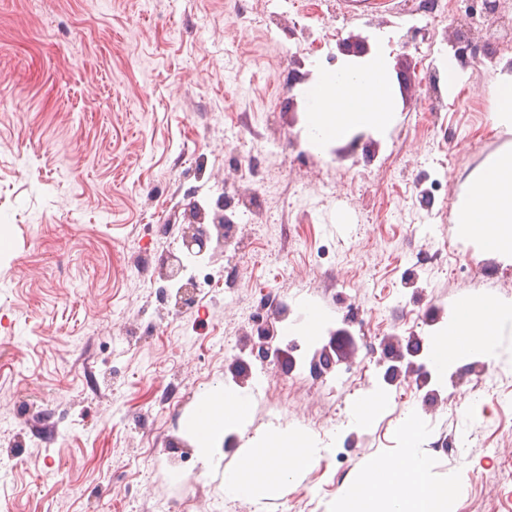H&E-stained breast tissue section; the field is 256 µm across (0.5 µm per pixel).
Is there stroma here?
<instances>
[{"mask_svg":"<svg viewBox=\"0 0 512 512\" xmlns=\"http://www.w3.org/2000/svg\"><path fill=\"white\" fill-rule=\"evenodd\" d=\"M0 0V512H335L372 464L405 447L417 415L428 478L448 512H512V373L494 390L467 356L425 380L386 378L428 359L463 304L512 306V259L464 235L454 205L512 149L493 127L512 64V0L471 27V0ZM393 29L397 119L381 136L309 146L300 87L347 62L346 38ZM473 31L479 55L449 92L442 59ZM389 187L378 209L373 187ZM223 212L219 286L180 306L163 274L197 217ZM320 309L329 332L261 360ZM348 330L352 370H311ZM246 361L247 372L233 369ZM251 397L210 465L185 423L213 389ZM387 404L366 426L369 395ZM317 437L324 457L282 488L224 493V471L271 430ZM200 468L188 487L181 462Z\"/></svg>","mask_w":512,"mask_h":512,"instance_id":"1","label":"stroma"}]
</instances>
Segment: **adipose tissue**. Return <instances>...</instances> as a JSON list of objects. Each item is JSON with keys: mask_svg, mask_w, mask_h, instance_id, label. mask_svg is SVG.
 <instances>
[{"mask_svg": "<svg viewBox=\"0 0 512 512\" xmlns=\"http://www.w3.org/2000/svg\"><path fill=\"white\" fill-rule=\"evenodd\" d=\"M388 35H379L373 53L360 62L322 68L304 86L309 138L316 146L337 142L350 134L386 129L394 116L392 91L386 76ZM456 221L482 238L493 250L512 253V152L482 168L455 204ZM512 320V308L494 303L465 307L433 343L432 364L445 370L461 353L485 354L501 324ZM248 396L215 391L188 421L201 455H208L227 425L243 421ZM406 448L382 467L367 468L343 495L340 512H447L448 487L427 478L428 461L417 446L420 426L408 418ZM325 454L309 437L270 435L262 447L251 449L235 467L224 472V492L248 496L261 485L280 487Z\"/></svg>", "mask_w": 512, "mask_h": 512, "instance_id": "adipose-tissue-1", "label": "adipose tissue"}]
</instances>
